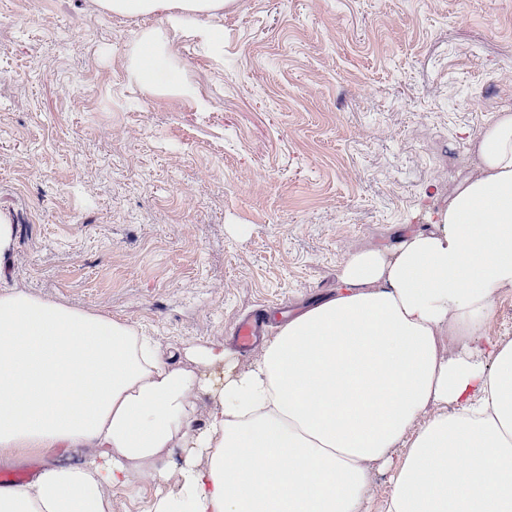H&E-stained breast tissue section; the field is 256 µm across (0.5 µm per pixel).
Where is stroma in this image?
Instances as JSON below:
<instances>
[{"mask_svg": "<svg viewBox=\"0 0 512 512\" xmlns=\"http://www.w3.org/2000/svg\"><path fill=\"white\" fill-rule=\"evenodd\" d=\"M161 24L0 0V283L122 320L177 367L426 229L512 108V0H230L217 41L167 46L189 96L127 76Z\"/></svg>", "mask_w": 512, "mask_h": 512, "instance_id": "obj_1", "label": "stroma"}]
</instances>
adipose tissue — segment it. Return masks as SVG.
Listing matches in <instances>:
<instances>
[{"mask_svg": "<svg viewBox=\"0 0 512 512\" xmlns=\"http://www.w3.org/2000/svg\"><path fill=\"white\" fill-rule=\"evenodd\" d=\"M164 15L132 47L148 93L171 36L212 42L225 0H96ZM475 174L390 250L349 254L325 301L282 323L238 368L224 346L184 343L169 365L128 324L12 287L0 290V464L42 458L0 487V512H112L106 488L149 475L147 512H512V339L484 327L512 291V111L472 141ZM213 395L193 425L191 394ZM182 446L176 468L164 454ZM77 453L56 463L50 453Z\"/></svg>", "mask_w": 512, "mask_h": 512, "instance_id": "1", "label": "adipose tissue"}]
</instances>
